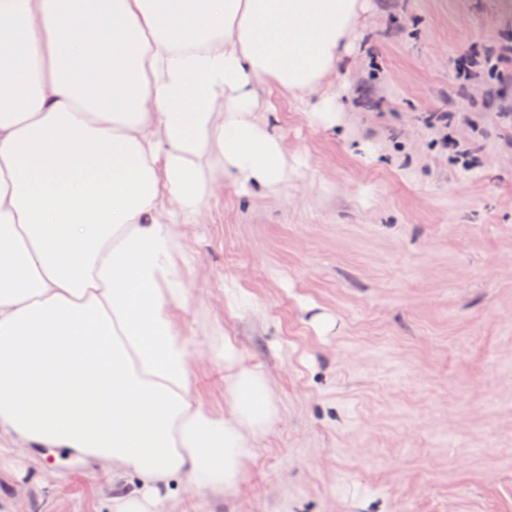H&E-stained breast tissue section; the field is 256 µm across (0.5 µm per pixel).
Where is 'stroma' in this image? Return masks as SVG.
Instances as JSON below:
<instances>
[{"mask_svg": "<svg viewBox=\"0 0 512 512\" xmlns=\"http://www.w3.org/2000/svg\"><path fill=\"white\" fill-rule=\"evenodd\" d=\"M371 4L331 83L338 131L314 122L317 93H269L301 188L250 196L226 179L180 229L186 333L230 337L279 419L244 485L173 512H512V128L496 117L512 85L489 96L454 71L512 43V10ZM444 108L466 117L448 133L471 167L423 122ZM111 494L100 465L0 456V500L25 512H104Z\"/></svg>", "mask_w": 512, "mask_h": 512, "instance_id": "1", "label": "stroma"}]
</instances>
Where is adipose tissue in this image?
Listing matches in <instances>:
<instances>
[{
  "label": "adipose tissue",
  "instance_id": "adipose-tissue-1",
  "mask_svg": "<svg viewBox=\"0 0 512 512\" xmlns=\"http://www.w3.org/2000/svg\"><path fill=\"white\" fill-rule=\"evenodd\" d=\"M369 0H0V454L35 442L112 475L109 512L245 481L278 410L231 339L193 344L178 229L222 177L287 188L260 115L327 89ZM222 363L204 407L199 358ZM198 393L202 403L218 412L224 410V368L200 361L197 364Z\"/></svg>",
  "mask_w": 512,
  "mask_h": 512
}]
</instances>
